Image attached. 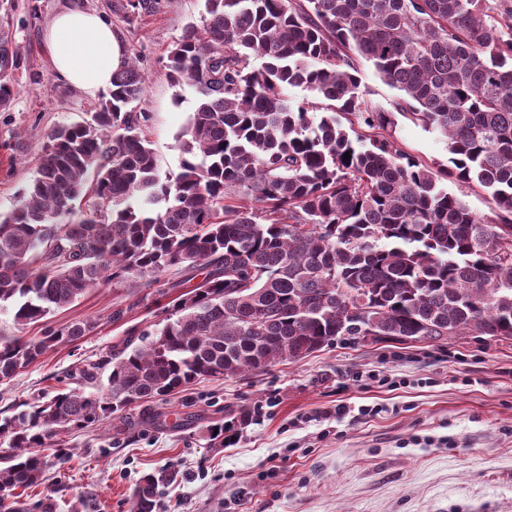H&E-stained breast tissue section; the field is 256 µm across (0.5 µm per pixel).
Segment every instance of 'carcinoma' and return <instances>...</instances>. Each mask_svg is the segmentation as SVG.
<instances>
[{
  "label": "carcinoma",
  "instance_id": "cac0c4a2",
  "mask_svg": "<svg viewBox=\"0 0 512 512\" xmlns=\"http://www.w3.org/2000/svg\"><path fill=\"white\" fill-rule=\"evenodd\" d=\"M164 6L111 10L130 22ZM360 58L402 92L400 114L447 143L441 174L388 133L393 113L365 103ZM21 64L22 47L1 37V108ZM167 69L196 93L176 175H160L128 59L98 111L52 131L37 177L0 214V311L16 329L0 331V382L92 332L81 320L18 335L90 289L149 288L174 268L205 275L154 328H128L54 395L0 417V512H30L23 492L49 464L39 449L66 455L59 433L200 379L262 372L344 336L512 340V0H204ZM289 86L329 112L314 121ZM450 176L486 189L496 219L439 183ZM172 480L144 475L134 512H155Z\"/></svg>",
  "mask_w": 512,
  "mask_h": 512
}]
</instances>
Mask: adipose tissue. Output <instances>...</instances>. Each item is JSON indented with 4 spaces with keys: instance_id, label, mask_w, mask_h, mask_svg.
I'll return each instance as SVG.
<instances>
[{
    "instance_id": "1",
    "label": "adipose tissue",
    "mask_w": 512,
    "mask_h": 512,
    "mask_svg": "<svg viewBox=\"0 0 512 512\" xmlns=\"http://www.w3.org/2000/svg\"><path fill=\"white\" fill-rule=\"evenodd\" d=\"M55 78L89 95L108 91L125 57L111 24L96 12L64 7L46 30Z\"/></svg>"
}]
</instances>
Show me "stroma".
I'll return each instance as SVG.
<instances>
[{"label":"stroma","mask_w":512,"mask_h":512,"mask_svg":"<svg viewBox=\"0 0 512 512\" xmlns=\"http://www.w3.org/2000/svg\"><path fill=\"white\" fill-rule=\"evenodd\" d=\"M73 1L107 18L126 56L137 59L146 136L161 174L179 170L195 92L170 83L166 62L185 26L199 23L203 0H168L130 22L112 13L110 0H0V34L27 51L0 108L2 213L36 176L51 131L103 100L53 76L46 29ZM358 77L368 104L395 113L391 133L406 152L434 169L447 164L443 140L396 114L397 89L365 61ZM133 301L129 289L102 285L29 323V338L76 320L95 329L0 383V411L53 393L74 363L106 355L128 327L160 319L156 307ZM119 308L125 318L112 321ZM257 406L259 421L235 438L211 439L213 425L239 421ZM59 440L71 457L51 459L43 483L25 493L31 503L52 497L57 512H133L136 482L164 467L177 477L156 512H512V340H339L297 362L200 381Z\"/></svg>","instance_id":"obj_1"}]
</instances>
